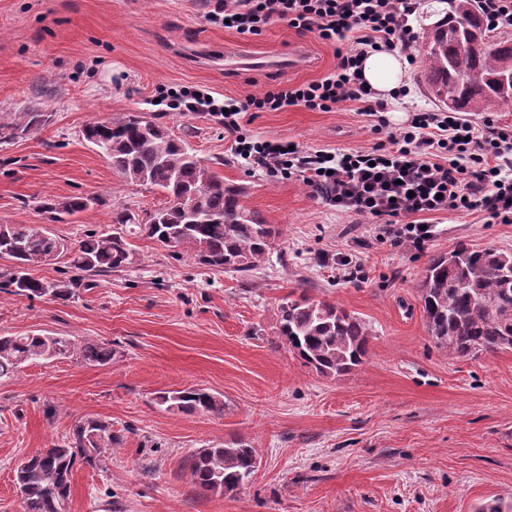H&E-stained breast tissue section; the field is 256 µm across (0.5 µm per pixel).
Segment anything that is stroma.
<instances>
[{
	"label": "stroma",
	"instance_id": "1",
	"mask_svg": "<svg viewBox=\"0 0 512 512\" xmlns=\"http://www.w3.org/2000/svg\"><path fill=\"white\" fill-rule=\"evenodd\" d=\"M210 0H0V113L39 107L49 122L0 144V224H34L66 242L112 233L113 211L139 220L167 205L148 185L122 180L81 131L116 113L144 112L282 230L249 276L174 257L128 235L131 262L75 299L0 293V336L42 333L112 346L105 366L73 354L0 380V512H21L14 474L87 418L122 436L103 468L76 466L69 512H482L512 503V351L459 358L427 332L416 284L429 258L464 243L512 252V223L484 212L435 217L424 249L379 237L376 225L336 211L296 177L242 163L207 114L160 104L167 91L243 99L322 78L336 48L277 22L245 38L211 24ZM302 48L311 67L227 71L225 52L274 56ZM411 95L388 100L391 129L415 108L437 109L419 66ZM257 140L304 150H369L385 140L356 104L331 112H247ZM96 195L100 204L45 223L40 199ZM358 272L343 278L338 259ZM306 294L355 312L371 330L364 364L324 377L278 336V304ZM196 386L221 395L222 414L157 405L159 392ZM236 439L258 467L235 495L195 492L185 460Z\"/></svg>",
	"mask_w": 512,
	"mask_h": 512
}]
</instances>
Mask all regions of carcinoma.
<instances>
[{
	"mask_svg": "<svg viewBox=\"0 0 512 512\" xmlns=\"http://www.w3.org/2000/svg\"><path fill=\"white\" fill-rule=\"evenodd\" d=\"M448 5L437 21L421 27L416 51L429 93L452 112H497L512 106V87L497 88L512 68V34H490L474 0H438ZM485 46L460 53V42ZM44 112L0 114V143H10L46 124ZM86 141L109 160L112 170L130 183L164 192L169 205L144 224L150 239L171 248H187L210 268L247 274L265 259L279 231L242 202L241 187L224 182L189 150L183 139L152 120L132 113L111 115L84 126ZM101 204L98 197L66 196L40 201L51 222ZM69 258L71 275L45 281L33 274L52 252ZM0 255L12 261L0 274V289L28 297L68 301L87 279L119 271L130 263L125 234H87L71 246L29 224H0ZM422 313L434 343L457 357L512 350V253L460 244L431 257L418 284ZM278 336L288 350L316 373L335 377L361 365L368 352V325L345 310L305 295L285 297L278 305ZM79 351L90 365L112 360V348L65 336H0V380L24 364ZM158 404L185 413L224 411L218 396L200 388L164 391ZM121 445L112 424L88 419L77 423L60 445L31 456L17 469L23 512H69L72 475L82 464L103 465ZM256 450L243 442L199 448L188 457L191 483L200 494L231 495L255 472Z\"/></svg>",
	"mask_w": 512,
	"mask_h": 512,
	"instance_id": "obj_1",
	"label": "carcinoma"
}]
</instances>
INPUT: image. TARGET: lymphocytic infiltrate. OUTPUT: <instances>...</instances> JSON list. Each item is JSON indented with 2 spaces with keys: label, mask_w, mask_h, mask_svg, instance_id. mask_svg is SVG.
I'll return each mask as SVG.
<instances>
[{
  "label": "lymphocytic infiltrate",
  "mask_w": 512,
  "mask_h": 512,
  "mask_svg": "<svg viewBox=\"0 0 512 512\" xmlns=\"http://www.w3.org/2000/svg\"><path fill=\"white\" fill-rule=\"evenodd\" d=\"M417 0H215L212 24H228L252 38L284 21L327 44L349 42L335 69L318 81L278 86L245 100L194 94L190 112L216 117L238 158L254 169L296 176L337 210L381 225L395 244L423 249L436 234L431 217L447 212H486L512 223V125L473 124L455 112H413L385 142L361 152L304 151L256 141L242 124L244 112L289 107L330 112L344 102L374 117L383 103L360 75L362 57L387 50L410 56L415 32L409 22Z\"/></svg>",
  "instance_id": "f902f5d3"
}]
</instances>
